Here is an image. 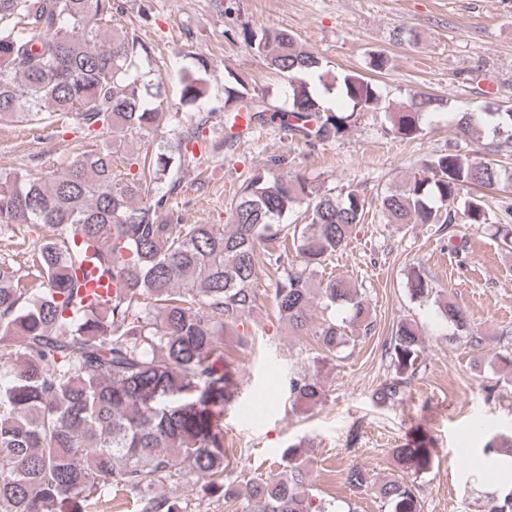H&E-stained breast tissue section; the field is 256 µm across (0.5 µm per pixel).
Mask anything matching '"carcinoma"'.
<instances>
[{
    "mask_svg": "<svg viewBox=\"0 0 512 512\" xmlns=\"http://www.w3.org/2000/svg\"><path fill=\"white\" fill-rule=\"evenodd\" d=\"M125 13L121 0H0V123L73 118L112 131V141L82 151L62 170L0 171V231L16 224L53 230L28 259L31 271L0 258V512H95L120 491L136 496V512H187L182 498L156 490L173 477L199 485L205 498L242 499L241 512H330L332 504L311 492L302 443L288 444L279 470L264 477L247 476L227 457L224 409L237 393L239 368L224 337H236L239 347L253 341L247 325L258 307L261 247L289 333L314 337L326 356L370 335L374 321L360 288L322 272L364 221L365 200L353 189L323 191L297 171L264 169L231 204V224L179 223L167 205L177 188L173 175L191 162L189 144L202 123H189L172 148L161 145L151 156L129 151L128 139L157 131L163 113L160 85L141 71L153 48L119 25ZM244 39L288 75L291 104L273 111L265 95L239 90L242 82L229 74L226 102L238 108L225 116L224 143L275 122L309 143L325 142L358 113L381 109L372 81L351 72L332 81L350 111L327 108L307 77L328 76L329 62L288 31H248ZM207 72L203 58L180 71L182 105L206 98ZM440 104L428 93L410 96L391 113L390 133L418 138L424 114ZM241 112L247 124L237 131ZM448 122L464 134L486 127L499 140L497 153L512 147V112H450ZM490 154L426 160L381 196L382 216L389 224H447L451 200L463 204L470 223H485L472 189L512 185V172ZM300 208L304 223H282ZM84 262L83 278L112 277L115 290L99 305L82 304L77 269ZM408 285L414 300L433 292L416 268ZM316 299L340 317L311 323ZM438 312L452 329L448 341L483 343L460 308L445 302ZM384 348L394 374L374 397L392 406L419 371L422 331L403 319ZM489 367L512 382V354ZM289 391L307 409L324 395L317 376L301 370L291 373ZM482 453L492 462L511 455L512 437L489 436ZM393 456L398 468L417 473L434 462L422 435ZM343 479L352 489L372 488L390 512H419L416 485L399 474L375 484L351 467ZM484 512H512V487L488 497Z\"/></svg>",
    "mask_w": 512,
    "mask_h": 512,
    "instance_id": "obj_1",
    "label": "carcinoma"
}]
</instances>
